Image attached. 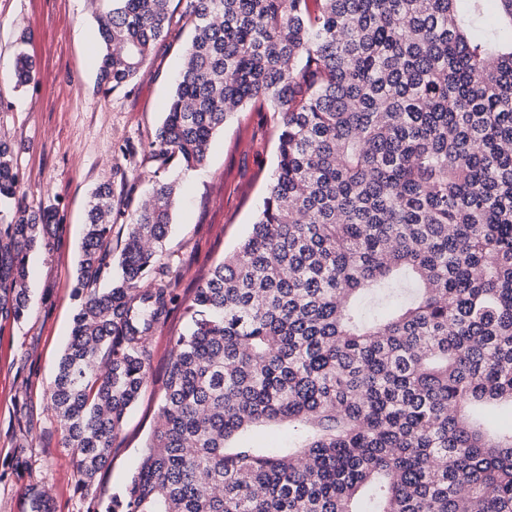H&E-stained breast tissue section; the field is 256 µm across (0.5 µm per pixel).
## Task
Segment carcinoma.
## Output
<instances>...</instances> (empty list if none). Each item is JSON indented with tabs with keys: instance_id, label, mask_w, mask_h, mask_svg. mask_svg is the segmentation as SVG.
<instances>
[{
	"instance_id": "obj_1",
	"label": "carcinoma",
	"mask_w": 512,
	"mask_h": 512,
	"mask_svg": "<svg viewBox=\"0 0 512 512\" xmlns=\"http://www.w3.org/2000/svg\"><path fill=\"white\" fill-rule=\"evenodd\" d=\"M169 2L112 0L100 82L137 75ZM487 2L186 0L194 35L149 152L195 168L248 107L274 113L276 166L250 233L184 304L154 428L105 512H512V425L472 416L512 409V0L491 24ZM33 74L18 53L16 85ZM24 197L0 141V203L17 204L0 315L16 320L50 218ZM112 197H91L84 297L46 394L86 487L174 302L176 185L129 215Z\"/></svg>"
}]
</instances>
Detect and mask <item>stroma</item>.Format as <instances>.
<instances>
[{"mask_svg":"<svg viewBox=\"0 0 512 512\" xmlns=\"http://www.w3.org/2000/svg\"><path fill=\"white\" fill-rule=\"evenodd\" d=\"M106 0H0V140L14 151L27 209L57 211L44 245L29 255L31 304L20 321L0 316V512H29L31 492L49 512H104L139 462L157 419L160 379L181 328L180 302L249 233L276 164L269 112H239L214 137L206 161L160 166L148 144L164 118L191 31L173 23L137 76L100 85L94 36ZM35 78L16 86L17 53ZM178 186L163 259L179 301L147 341L152 378L112 442L106 465L83 487L71 449L47 406L49 389L81 303L76 266L92 191L112 185L133 212L157 176Z\"/></svg>","mask_w":512,"mask_h":512,"instance_id":"35a3bbf8","label":"stroma"}]
</instances>
